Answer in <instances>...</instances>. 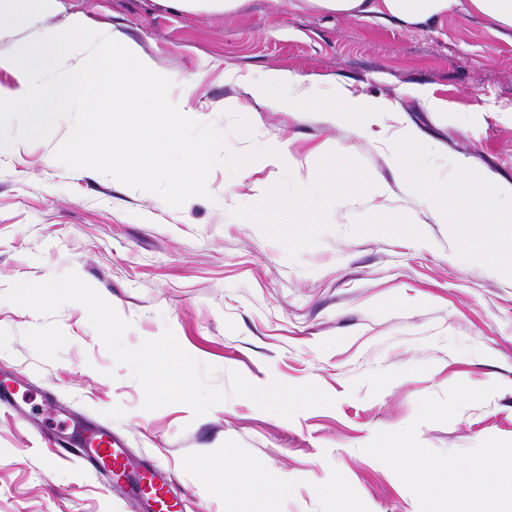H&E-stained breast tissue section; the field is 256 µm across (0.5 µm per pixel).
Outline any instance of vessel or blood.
Returning a JSON list of instances; mask_svg holds the SVG:
<instances>
[{"label":"vessel or blood","mask_w":512,"mask_h":512,"mask_svg":"<svg viewBox=\"0 0 512 512\" xmlns=\"http://www.w3.org/2000/svg\"><path fill=\"white\" fill-rule=\"evenodd\" d=\"M77 461L86 468L111 476L125 495L144 501L150 512H184L182 501L169 490L164 474L138 464L109 429L84 427L75 433Z\"/></svg>","instance_id":"vessel-or-blood-1"}]
</instances>
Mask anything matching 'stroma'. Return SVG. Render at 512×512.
<instances>
[{
	"label": "stroma",
	"instance_id": "35a3bbf8",
	"mask_svg": "<svg viewBox=\"0 0 512 512\" xmlns=\"http://www.w3.org/2000/svg\"><path fill=\"white\" fill-rule=\"evenodd\" d=\"M57 12L18 32L0 27V52H15L71 16L122 33L173 78L171 99L196 120L226 130L224 102L243 97L224 68L286 70L322 90L396 104L439 155L449 175L463 158L499 183L512 182V37L481 18L454 12L406 27L373 16H336L303 0H243L224 13L184 11L172 0H59ZM443 105L427 107L428 99ZM249 150L270 137L299 159L320 149L349 152L391 194L347 200L331 231L289 258L259 228L232 216L271 169L231 180L219 167L210 198L181 208L54 158L70 131L0 153V292L75 271L130 321L128 345L172 331L179 345L215 366L214 383L234 370L251 383H316L331 407L287 420L233 397L202 416L182 403L147 412L128 367L116 364L86 309L64 305L55 320L68 338L56 361L24 338L43 317L0 301V378H13L24 409L0 402V512H147L111 480L61 458L47 434L65 418L109 428L135 455L170 473L186 512H419L412 493L363 448L379 431L415 417L419 399L454 384L497 385L485 402L449 423H425L418 438L441 451L468 450L490 437L512 440V280L459 258L447 225L396 184L390 116L365 135L308 112H259ZM412 214L394 233L383 214ZM233 465L219 467L220 459ZM260 479L257 495L236 491L235 464ZM287 492H278L281 478Z\"/></svg>",
	"mask_w": 512,
	"mask_h": 512
}]
</instances>
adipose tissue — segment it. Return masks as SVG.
Listing matches in <instances>:
<instances>
[{"label": "adipose tissue", "mask_w": 512, "mask_h": 512, "mask_svg": "<svg viewBox=\"0 0 512 512\" xmlns=\"http://www.w3.org/2000/svg\"><path fill=\"white\" fill-rule=\"evenodd\" d=\"M308 7L343 16L395 19L420 26L441 19L456 7L484 18L492 26L512 31V0H306ZM58 0H0V21L13 29L32 27L37 13H52Z\"/></svg>", "instance_id": "1"}]
</instances>
